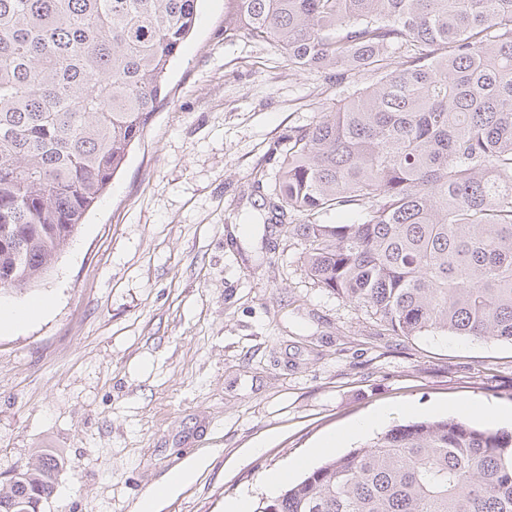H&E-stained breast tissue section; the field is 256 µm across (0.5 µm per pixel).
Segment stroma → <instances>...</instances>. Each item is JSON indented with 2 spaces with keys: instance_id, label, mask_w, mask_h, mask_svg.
Returning <instances> with one entry per match:
<instances>
[{
  "instance_id": "obj_1",
  "label": "stroma",
  "mask_w": 512,
  "mask_h": 512,
  "mask_svg": "<svg viewBox=\"0 0 512 512\" xmlns=\"http://www.w3.org/2000/svg\"><path fill=\"white\" fill-rule=\"evenodd\" d=\"M234 0H199L165 95L53 270L23 297L51 313L0 333V484L50 448L66 460L42 512H132L174 467L206 465L157 512H224L349 423L383 427L512 406V344L395 335L306 277L267 223L282 157L374 75L289 66L244 31Z\"/></svg>"
}]
</instances>
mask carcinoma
<instances>
[{
  "mask_svg": "<svg viewBox=\"0 0 512 512\" xmlns=\"http://www.w3.org/2000/svg\"><path fill=\"white\" fill-rule=\"evenodd\" d=\"M197 2L0 0V290L48 275L111 184ZM236 2L289 65L376 75L277 142L269 209L306 275L402 336L512 343V0ZM63 465L36 450L0 512H40ZM257 512H512V430L396 425Z\"/></svg>",
  "mask_w": 512,
  "mask_h": 512,
  "instance_id": "carcinoma-1",
  "label": "carcinoma"
}]
</instances>
